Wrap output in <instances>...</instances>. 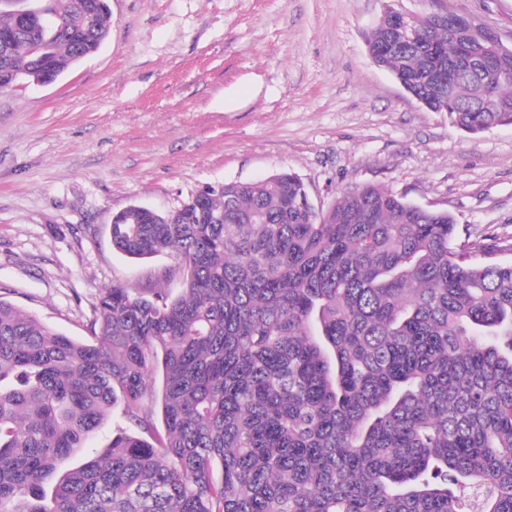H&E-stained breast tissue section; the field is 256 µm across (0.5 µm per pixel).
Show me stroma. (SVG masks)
Masks as SVG:
<instances>
[{
  "mask_svg": "<svg viewBox=\"0 0 512 512\" xmlns=\"http://www.w3.org/2000/svg\"><path fill=\"white\" fill-rule=\"evenodd\" d=\"M388 4L512 47V0H110L96 53L0 90V299L86 338L102 290L172 265L115 252L117 213L284 172L319 208L379 184L451 211L460 240L511 238L512 127L466 134L374 65L365 33Z\"/></svg>",
  "mask_w": 512,
  "mask_h": 512,
  "instance_id": "1",
  "label": "stroma"
}]
</instances>
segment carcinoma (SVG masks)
Returning <instances> with one entry per match:
<instances>
[{
  "mask_svg": "<svg viewBox=\"0 0 512 512\" xmlns=\"http://www.w3.org/2000/svg\"><path fill=\"white\" fill-rule=\"evenodd\" d=\"M48 3L57 31L0 0V82L106 41L108 0ZM393 11L381 69L468 134L512 126V48L438 10L394 39ZM304 197L281 173L120 212L112 248L180 292L105 289L89 340L0 299V512H512V262L470 261L512 242L382 186Z\"/></svg>",
  "mask_w": 512,
  "mask_h": 512,
  "instance_id": "cac0c4a2",
  "label": "carcinoma"
}]
</instances>
